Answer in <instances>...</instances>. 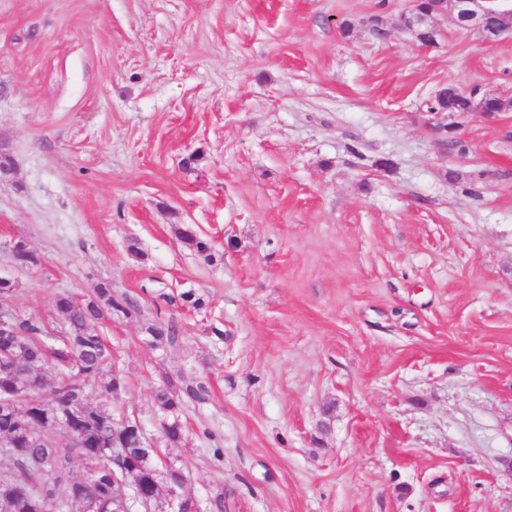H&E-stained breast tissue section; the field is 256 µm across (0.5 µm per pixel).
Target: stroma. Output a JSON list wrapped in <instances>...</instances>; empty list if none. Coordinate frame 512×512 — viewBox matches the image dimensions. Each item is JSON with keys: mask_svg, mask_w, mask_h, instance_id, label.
<instances>
[{"mask_svg": "<svg viewBox=\"0 0 512 512\" xmlns=\"http://www.w3.org/2000/svg\"><path fill=\"white\" fill-rule=\"evenodd\" d=\"M412 6L0 0L4 304L129 301L87 400L191 512H512V32L427 47ZM451 84L508 107L446 131ZM196 381L169 447L155 395Z\"/></svg>", "mask_w": 512, "mask_h": 512, "instance_id": "stroma-1", "label": "stroma"}]
</instances>
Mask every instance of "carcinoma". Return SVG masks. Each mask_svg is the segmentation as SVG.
<instances>
[{"label":"carcinoma","mask_w":512,"mask_h":512,"mask_svg":"<svg viewBox=\"0 0 512 512\" xmlns=\"http://www.w3.org/2000/svg\"><path fill=\"white\" fill-rule=\"evenodd\" d=\"M178 237L197 253L211 256L209 244L189 227H181ZM55 305L67 320V328L59 336L50 335L40 320L18 313L8 327L0 329V392L24 379L27 367H40L49 356L61 366L56 381L50 385L48 398L24 411L31 435L28 440L16 437L20 452L10 455L14 464L10 480L33 500L46 505L55 500L82 512L90 492L70 475L72 449L55 446L58 425L53 418V411L78 404L85 420L72 426V430L85 445L83 455L98 457L96 464L102 468L98 486L104 489L105 498L97 500L94 512H112V476L120 478L125 473L127 482L132 484L134 472L139 473L140 491L147 500L144 505L147 509L159 501L162 480L181 486L185 483L183 476L176 471L165 475L156 472L153 457L157 449L140 447L141 440L132 435L114 436L113 432H121L124 426H103L102 421L112 420L111 415L102 408L87 406L85 399L86 388L96 381L103 382L109 394L121 388L117 376L103 380L110 351L97 326L112 310L123 312L125 307L112 298V289L105 286L97 289L94 297L80 303L59 295ZM47 456L53 458L50 473L33 465V460Z\"/></svg>","instance_id":"obj_1"}]
</instances>
